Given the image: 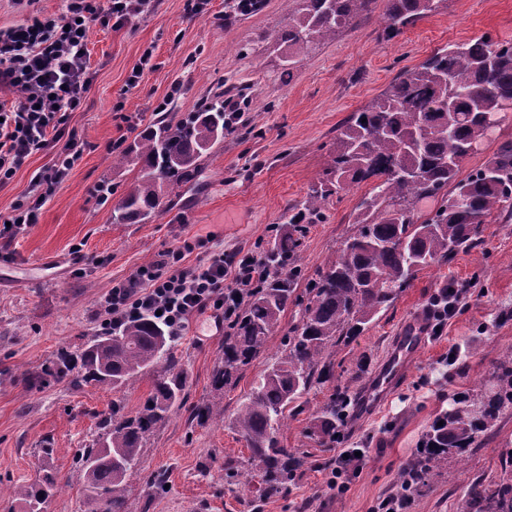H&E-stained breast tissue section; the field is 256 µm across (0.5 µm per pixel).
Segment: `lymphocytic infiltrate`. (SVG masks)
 <instances>
[{"instance_id": "lymphocytic-infiltrate-1", "label": "lymphocytic infiltrate", "mask_w": 512, "mask_h": 512, "mask_svg": "<svg viewBox=\"0 0 512 512\" xmlns=\"http://www.w3.org/2000/svg\"><path fill=\"white\" fill-rule=\"evenodd\" d=\"M149 0H108L106 9L91 0H67L61 18L0 27V184L6 183L28 156L52 150L53 163L31 179L26 203L13 207L10 233L35 224L38 212L82 155L75 132L66 128L70 112L82 105L92 82L86 65L93 21L122 26L142 14ZM181 250L140 267L114 286L104 300L113 319L159 314L173 335L187 318L214 309L231 324L246 294L264 275L252 253L217 252L185 267Z\"/></svg>"}]
</instances>
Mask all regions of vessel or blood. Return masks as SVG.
<instances>
[{
  "label": "vessel or blood",
  "instance_id": "1",
  "mask_svg": "<svg viewBox=\"0 0 512 512\" xmlns=\"http://www.w3.org/2000/svg\"><path fill=\"white\" fill-rule=\"evenodd\" d=\"M425 344V324H411L392 352L387 356L379 371L369 383L366 394L368 404L382 402L396 385L406 376L420 350Z\"/></svg>",
  "mask_w": 512,
  "mask_h": 512
}]
</instances>
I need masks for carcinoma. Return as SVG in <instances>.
I'll return each mask as SVG.
<instances>
[{
    "label": "carcinoma",
    "instance_id": "obj_1",
    "mask_svg": "<svg viewBox=\"0 0 512 512\" xmlns=\"http://www.w3.org/2000/svg\"><path fill=\"white\" fill-rule=\"evenodd\" d=\"M286 2L293 4L288 26L275 32L274 39L287 46L284 63L291 68L314 46L336 39L337 32L367 15L374 0ZM443 3L386 0L384 37L397 36ZM511 102L512 42L483 36L438 49L336 129L330 163L306 199L284 214L283 231L262 256L271 276L240 307L213 376L215 390L221 391L266 351L288 303L299 301L296 262L307 225L324 221L331 197L373 180L356 208L355 231L341 244L337 259L307 282L300 323L236 414L250 464L260 476L261 497L280 494L306 464L296 449L281 444L276 432L288 414L302 409L304 394L328 381L337 348L387 308L415 272L482 243V225L493 214L512 217V139L460 177L464 162L491 127L512 120L507 112ZM227 131L222 91L180 118L172 112L157 115L122 155L141 166V175L128 185L113 220L135 224L163 210L164 186L190 181L200 157L224 141ZM429 198L441 203L423 218L421 206ZM173 341L163 323L139 315L110 326L79 351L60 348L34 378L36 383L46 376L73 387L120 391L140 375L154 374L140 411L129 416L112 403V413L99 421L95 447L78 458L87 512H127V480L141 464L147 439L181 406L185 378ZM486 384L491 394L459 398L442 414L443 425L431 426L425 451L410 462L416 479L435 478L443 462L466 453L512 408V351L500 357ZM346 396L338 388L321 408L317 430L322 439L336 441V420ZM504 467L498 480L471 483L464 512H512V459ZM54 489L56 481L47 474L42 483L20 487L15 494L27 505L26 512H41L43 499Z\"/></svg>",
    "mask_w": 512,
    "mask_h": 512
}]
</instances>
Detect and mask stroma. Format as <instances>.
Here are the masks:
<instances>
[{
    "mask_svg": "<svg viewBox=\"0 0 512 512\" xmlns=\"http://www.w3.org/2000/svg\"><path fill=\"white\" fill-rule=\"evenodd\" d=\"M189 0H152L148 11L115 29L92 23L87 64L94 80L69 128L82 155L38 212V222L0 237V512H25L17 487L56 475L60 488L44 512H85L76 458L98 437V422L120 403L127 414L143 406L152 389L145 374L125 389H74L47 381L29 384L57 350L83 348L108 326L102 302L112 287L168 250L190 245L185 265L210 254L262 255L273 242L285 209L303 201L330 160L337 127L376 98L401 72L434 51L484 35L512 41V0H446L434 14L397 37H382L385 0L371 14L342 29L284 73L285 49L271 33L284 27V0H266L262 12L239 17L228 0H209L201 13ZM153 56L139 86L127 79L145 48ZM218 79L250 88L241 107L254 132L226 134L205 154L195 179L168 190L166 207L148 221L116 224L112 210L140 173L120 163L111 144L133 140L154 117L153 108L179 84L177 113L193 111ZM49 151L29 156L0 186V215L25 201L34 173L50 166ZM111 193L100 196V185ZM372 188L364 182L330 200L325 220L309 225L299 249L305 278L335 259L355 230L353 216ZM483 245L459 252L447 264L416 272L364 331L333 357L332 377L303 398V409L279 427L281 443L307 456L308 464L262 512H376L395 494L403 468L416 455L434 420L460 394L488 374L512 349V221L495 220ZM467 284L458 314L441 336L429 339L407 378L368 415L349 411L336 442L314 433L320 408L334 388L358 397L405 324L425 315L448 283ZM289 304L263 356L216 391L212 377L224 352V332L212 314L193 315L175 350L186 376L184 401L149 436L142 463L128 479V512H251L258 480L242 484L250 451L233 420L263 371L283 351V338L300 321ZM221 402L223 414L196 419L204 404ZM363 448L361 469L348 471L342 488L329 481L338 455ZM512 454V413L480 435L464 460L449 459L439 477L415 496L409 512H462L470 482L496 478ZM165 471L168 487L157 495L151 473Z\"/></svg>",
    "mask_w": 512,
    "mask_h": 512,
    "instance_id": "1",
    "label": "stroma"
}]
</instances>
